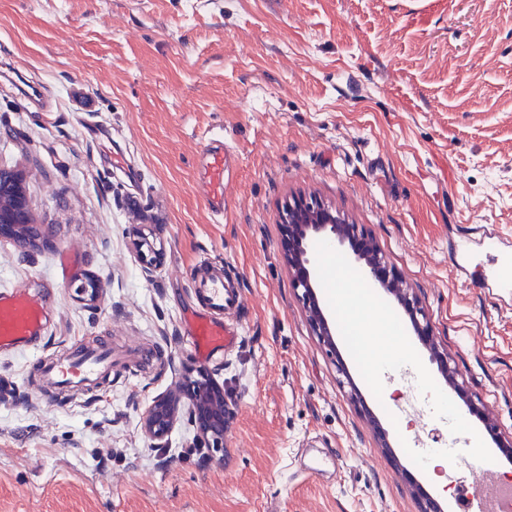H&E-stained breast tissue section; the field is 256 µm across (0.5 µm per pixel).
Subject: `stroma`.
Masks as SVG:
<instances>
[{"label":"stroma","instance_id":"35a3bbf8","mask_svg":"<svg viewBox=\"0 0 512 512\" xmlns=\"http://www.w3.org/2000/svg\"><path fill=\"white\" fill-rule=\"evenodd\" d=\"M3 67L46 103L0 75V169L22 174L40 234L0 243V290L53 288L56 312L37 353L0 354V512H418L410 476L437 483L409 451L422 423L359 357L369 341L405 353L478 435L476 461L512 473L394 300L369 286L363 307H384L396 335L346 332L331 281H368L349 248L318 255L331 349L283 247L301 200L372 233L459 383L512 437V296L448 259L480 226L512 250V0H0ZM214 133L235 153L220 224L198 193ZM139 231L163 248L149 274ZM204 260L245 300L242 336L204 366L232 408L207 458L186 456L188 423L164 448L140 428L172 375L201 367L182 317ZM90 276L94 304L79 293ZM93 341L112 349L106 383L43 387L44 362ZM330 452L335 467L304 471Z\"/></svg>","mask_w":512,"mask_h":512}]
</instances>
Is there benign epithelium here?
Listing matches in <instances>:
<instances>
[{"instance_id":"7a95c632","label":"benign epithelium","mask_w":512,"mask_h":512,"mask_svg":"<svg viewBox=\"0 0 512 512\" xmlns=\"http://www.w3.org/2000/svg\"><path fill=\"white\" fill-rule=\"evenodd\" d=\"M20 181L21 175L14 174L11 178L14 184L11 195L0 197V238L28 245L33 242L35 232L30 225L29 212L20 192ZM288 215L291 220L288 236L292 239V251L287 260L291 267L293 287L322 343L335 348V326L326 318L316 293L320 283V267L315 261L313 244L322 242L329 246H342L348 242L354 245L355 259L362 264L367 276L405 308L420 334L422 343L431 350H436L430 324L418 298L402 283L383 273L384 259L371 236L366 234L362 238L356 237L357 229L349 224L339 223L334 215L309 204L295 211H288ZM135 248L145 273H151L162 259L161 249L149 237L141 234L135 239ZM441 360L443 377L448 381V386L459 394L471 410H477L476 403L459 387L457 374L448 365L447 358L443 356ZM228 413L229 406L224 399L223 387L200 370L194 378L175 375L165 392L154 397L146 408L140 427L151 441L152 447L165 448L169 435L180 420L185 418L196 429L192 447L222 448ZM410 483L423 497L420 501L421 512H441L438 502L424 490L419 481L412 479Z\"/></svg>"}]
</instances>
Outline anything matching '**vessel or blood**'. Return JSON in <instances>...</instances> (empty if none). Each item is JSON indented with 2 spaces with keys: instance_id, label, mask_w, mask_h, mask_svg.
<instances>
[{
  "instance_id": "obj_1",
  "label": "vessel or blood",
  "mask_w": 512,
  "mask_h": 512,
  "mask_svg": "<svg viewBox=\"0 0 512 512\" xmlns=\"http://www.w3.org/2000/svg\"><path fill=\"white\" fill-rule=\"evenodd\" d=\"M231 159L229 149L220 140H208L202 151L199 192L208 212L216 217L223 216L227 209L224 189L231 176ZM484 244L491 262L489 278L497 287H511L512 257L499 251L492 234H485ZM190 281L199 308L186 321L187 345L197 359L206 362L240 336L243 299L234 283L221 274L197 272L191 275ZM51 307L52 295L48 292L21 288L1 291L0 351H32L45 333ZM111 368V352L91 348L44 364L42 375L51 385L75 388L103 376ZM447 456L467 475L466 512H497L499 492L490 480L489 464H477L463 456L455 440L449 442Z\"/></svg>"
}]
</instances>
